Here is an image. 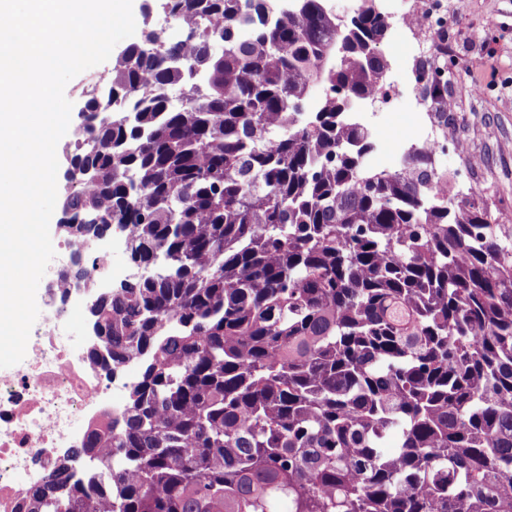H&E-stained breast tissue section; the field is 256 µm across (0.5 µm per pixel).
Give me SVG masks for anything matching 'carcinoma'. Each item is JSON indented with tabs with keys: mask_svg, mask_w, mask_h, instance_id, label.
I'll use <instances>...</instances> for the list:
<instances>
[{
	"mask_svg": "<svg viewBox=\"0 0 512 512\" xmlns=\"http://www.w3.org/2000/svg\"><path fill=\"white\" fill-rule=\"evenodd\" d=\"M271 3L173 0L185 37L148 31L78 113L62 285L126 232L143 273L89 300L90 356L139 375L89 439L112 456L27 512H512V224L430 189L424 148L367 166L374 0L341 28Z\"/></svg>",
	"mask_w": 512,
	"mask_h": 512,
	"instance_id": "obj_1",
	"label": "carcinoma"
}]
</instances>
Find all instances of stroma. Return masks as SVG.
I'll list each match as a JSON object with an SVG mask.
<instances>
[{"mask_svg": "<svg viewBox=\"0 0 512 512\" xmlns=\"http://www.w3.org/2000/svg\"><path fill=\"white\" fill-rule=\"evenodd\" d=\"M448 4V100L452 132L477 157L476 174L461 171V159L448 151L442 164L456 170L460 191L474 194L494 211L512 215V0H446ZM481 40H471L474 29ZM414 97L399 85L387 112L367 115L378 142L409 131Z\"/></svg>", "mask_w": 512, "mask_h": 512, "instance_id": "obj_1", "label": "stroma"}]
</instances>
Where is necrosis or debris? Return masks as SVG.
Masks as SVG:
<instances>
[{
    "label": "necrosis or debris",
    "mask_w": 512,
    "mask_h": 512,
    "mask_svg": "<svg viewBox=\"0 0 512 512\" xmlns=\"http://www.w3.org/2000/svg\"><path fill=\"white\" fill-rule=\"evenodd\" d=\"M446 15L444 0H422L418 8L391 17L401 76H408L407 62L417 53L412 35ZM72 254L68 243H60L46 284L43 323L31 332L20 367L0 378V512H25L32 484L62 464L80 466L74 451L92 431L111 427L113 413L123 408L119 394L132 380L130 372L112 373L89 358L86 345L72 342L69 324L82 303L57 286Z\"/></svg>",
    "instance_id": "4bbe7bcc"
}]
</instances>
